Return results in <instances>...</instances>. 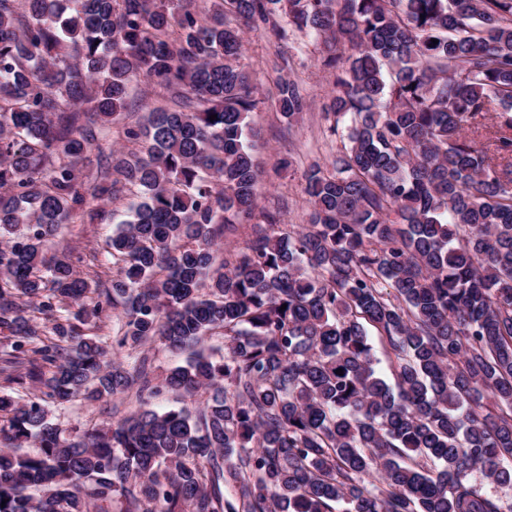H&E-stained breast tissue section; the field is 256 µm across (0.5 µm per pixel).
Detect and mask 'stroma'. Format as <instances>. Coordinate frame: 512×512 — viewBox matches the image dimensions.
Returning a JSON list of instances; mask_svg holds the SVG:
<instances>
[{
	"label": "stroma",
	"instance_id": "obj_1",
	"mask_svg": "<svg viewBox=\"0 0 512 512\" xmlns=\"http://www.w3.org/2000/svg\"><path fill=\"white\" fill-rule=\"evenodd\" d=\"M245 53L240 63L259 91L260 109L253 115L250 138L253 153L263 174L256 193L261 208L282 212L286 223H302L308 209L303 192L305 174L313 163H326L336 153L337 141L327 131L324 109L334 94V76L322 61L330 52H346V45L330 46L324 38L299 32L289 33L286 40L269 38L261 30L245 35ZM296 78L304 88L310 108L297 120L286 122L276 111L273 99L278 76ZM127 112L102 129L97 145L82 156L79 166L87 179H94L110 150H128L132 144L123 135L127 125L145 123L151 110L169 106L167 95L143 79L130 85ZM112 222L90 223L86 213H73L53 248L72 255L80 275L91 287L112 286V258L106 243L112 234ZM135 394L120 395L108 400L77 401L56 414L64 430L84 429L101 421L116 422L139 410Z\"/></svg>",
	"mask_w": 512,
	"mask_h": 512
}]
</instances>
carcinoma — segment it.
I'll return each mask as SVG.
<instances>
[{"label":"carcinoma","mask_w":512,"mask_h":512,"mask_svg":"<svg viewBox=\"0 0 512 512\" xmlns=\"http://www.w3.org/2000/svg\"><path fill=\"white\" fill-rule=\"evenodd\" d=\"M230 15L352 49L325 60L341 148L307 171L298 230L257 210L261 100ZM133 75L179 109L127 127L141 149L91 187L76 160ZM307 107L279 83L284 118ZM123 183L142 200L97 291L45 251ZM111 310L126 364L82 330ZM0 330V512H512L482 491L512 488V0H0ZM217 330L222 354L200 347ZM152 341L193 349L154 385ZM135 386L208 398L53 421Z\"/></svg>","instance_id":"obj_1"}]
</instances>
